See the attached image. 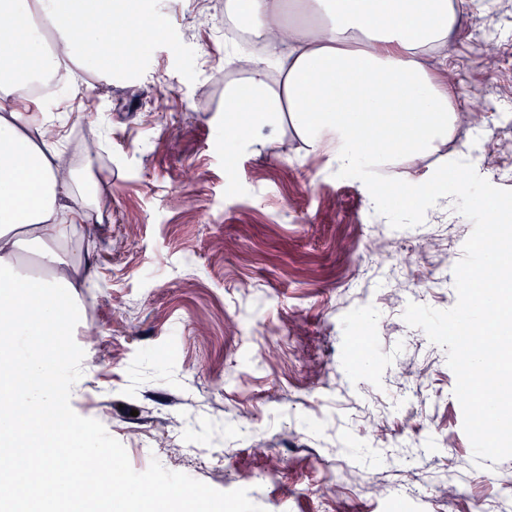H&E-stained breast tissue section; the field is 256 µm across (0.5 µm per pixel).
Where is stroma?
I'll return each instance as SVG.
<instances>
[{
    "label": "stroma",
    "mask_w": 512,
    "mask_h": 512,
    "mask_svg": "<svg viewBox=\"0 0 512 512\" xmlns=\"http://www.w3.org/2000/svg\"><path fill=\"white\" fill-rule=\"evenodd\" d=\"M462 28L430 64L457 108L441 154L383 168L425 182L442 154L498 140L483 163L512 164V0H457ZM163 22L132 70L92 73L46 114L74 167L93 164L103 221L67 243L91 255L73 333L84 351L70 404L151 460L219 491L245 488L265 512H488L512 501V458L477 466L447 354L402 308L441 289L421 279L412 232L463 256L472 232L452 198L418 229H394L365 185L284 124L268 145L228 149L224 92L243 82L235 53L206 20L210 0H151ZM482 126L467 125L473 105ZM81 132L95 157L75 146ZM391 240L386 252L367 250ZM452 439L447 455L442 437ZM444 466L466 496L406 502L415 467Z\"/></svg>",
    "instance_id": "stroma-1"
}]
</instances>
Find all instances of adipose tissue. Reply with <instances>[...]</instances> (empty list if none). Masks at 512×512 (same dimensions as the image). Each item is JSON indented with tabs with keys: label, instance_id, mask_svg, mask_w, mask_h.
Listing matches in <instances>:
<instances>
[{
	"label": "adipose tissue",
	"instance_id": "1",
	"mask_svg": "<svg viewBox=\"0 0 512 512\" xmlns=\"http://www.w3.org/2000/svg\"><path fill=\"white\" fill-rule=\"evenodd\" d=\"M264 55L240 51L244 82L227 88L226 138L268 144L290 122L310 146L328 153L343 174L431 155L453 129V90L428 58L459 32L452 0H229ZM140 0H0V390L15 403L0 409V436L16 433L42 454L40 478L56 479L50 436L66 415L57 395L70 362L57 337L77 318L74 292L91 262L67 253L74 224L102 221L93 178L61 161L42 134L45 118L27 111L29 87L55 62L31 19L49 20L74 64L129 69L123 52L143 13ZM318 35H311L312 27ZM255 109L242 126V99ZM71 213L74 224L59 221Z\"/></svg>",
	"mask_w": 512,
	"mask_h": 512
}]
</instances>
